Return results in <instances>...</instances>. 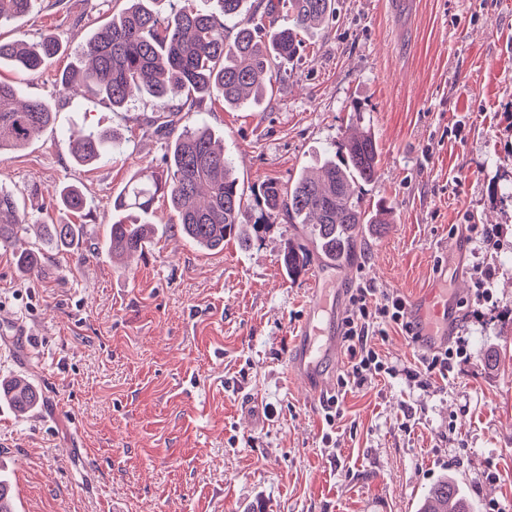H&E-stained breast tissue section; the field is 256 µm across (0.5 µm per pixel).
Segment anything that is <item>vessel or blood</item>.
<instances>
[{
  "mask_svg": "<svg viewBox=\"0 0 512 512\" xmlns=\"http://www.w3.org/2000/svg\"><path fill=\"white\" fill-rule=\"evenodd\" d=\"M340 289L325 288L321 274L309 280L308 313L295 329L297 344L290 354V367L305 397L313 403L327 400L334 392L331 368L342 362L341 347L334 322ZM459 294L446 284L435 283L408 307L415 326L419 350H435L446 344L457 316Z\"/></svg>",
  "mask_w": 512,
  "mask_h": 512,
  "instance_id": "obj_1",
  "label": "vessel or blood"
}]
</instances>
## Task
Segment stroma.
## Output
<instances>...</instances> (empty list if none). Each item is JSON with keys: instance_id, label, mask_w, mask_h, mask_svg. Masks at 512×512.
<instances>
[{"instance_id": "obj_1", "label": "stroma", "mask_w": 512, "mask_h": 512, "mask_svg": "<svg viewBox=\"0 0 512 512\" xmlns=\"http://www.w3.org/2000/svg\"><path fill=\"white\" fill-rule=\"evenodd\" d=\"M124 6L35 0L0 23L2 39L62 46L36 73L0 66L56 114L0 155V187L28 223L85 227L79 253L43 249L36 277L0 249V379L24 375L43 395L23 416L0 403V469L26 512H417L446 476L475 512H512V0H335L260 106L218 101L182 120L221 140L251 202L265 182L291 181L371 132L378 172L357 193L391 221L362 225L348 264L311 269L347 291L408 298L440 272L460 281L452 333L470 361L426 390L388 378L347 393L331 426L287 364L311 270L288 275L282 255L305 242L302 229L267 224L250 247L210 252L169 232L176 216L162 199L140 255L116 266L102 248L113 197L135 171L164 170L167 146L150 98L116 112L66 99L60 79L79 63L81 36ZM100 129L124 152L76 164L74 135ZM66 183L83 191L82 214L58 205ZM470 224L492 240L449 250L453 228ZM480 267L494 272L493 298L477 311Z\"/></svg>"}]
</instances>
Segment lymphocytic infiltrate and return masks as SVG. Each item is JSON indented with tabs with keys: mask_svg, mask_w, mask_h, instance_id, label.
<instances>
[{
	"mask_svg": "<svg viewBox=\"0 0 512 512\" xmlns=\"http://www.w3.org/2000/svg\"><path fill=\"white\" fill-rule=\"evenodd\" d=\"M349 303L352 314L345 319L344 342L349 356L346 371L336 380V393L329 397L324 408L327 424H334L343 414L345 394L359 390L384 377H405L421 388H429L435 378H447L456 360L468 357V344L456 338L453 344L420 354L413 365L406 366L383 358L375 349V338L385 336L393 327L405 334H412V323L406 310V299L398 293L377 292L359 286L352 289Z\"/></svg>",
	"mask_w": 512,
	"mask_h": 512,
	"instance_id": "f902f5d3",
	"label": "lymphocytic infiltrate"
}]
</instances>
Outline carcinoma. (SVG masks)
I'll return each mask as SVG.
<instances>
[{"instance_id":"obj_1","label":"carcinoma","mask_w":512,"mask_h":512,"mask_svg":"<svg viewBox=\"0 0 512 512\" xmlns=\"http://www.w3.org/2000/svg\"><path fill=\"white\" fill-rule=\"evenodd\" d=\"M126 7L88 33L80 43L87 64L61 78L62 90L83 93L122 109L134 93H145L168 121L160 132L168 139L166 173L137 172L112 203L108 249L112 258H128L143 251L154 233L148 221L134 217L153 211L160 197L168 199L177 222L170 230L206 250L224 249L233 236L246 246L251 236V207L238 188L224 146L202 124L177 126L183 112H200L203 103L221 100L229 108L257 105L266 94V81L287 75L288 65L299 58V34L329 21L332 0H266L264 11H248L246 0H216L218 10L194 7L192 0H170L161 14L154 0H125ZM32 0H0V22L24 15ZM291 11V27L278 24ZM61 51L52 36L37 42L0 40V61L27 72H37ZM54 120V113L40 100L20 101L15 86L0 82V154L27 144ZM121 151L115 133L90 130L72 143L76 161L92 164L105 150ZM379 148L369 134L344 141L339 161L323 162L315 175L305 172L292 182L266 183L258 199L259 221L270 224L283 219L303 224L315 243L318 256L343 264L355 249L361 224H387V212H368L355 196L353 185L371 182L378 170ZM59 204L71 213L85 209L84 194L64 184ZM29 225L20 215L12 194L0 189V247L16 245ZM43 245L74 251L82 242L81 224H39ZM16 269L36 276L42 269L38 250L14 253ZM312 253L302 245L290 246L283 264L290 273L310 265ZM24 415L43 401L38 387L24 378L0 381V402ZM418 512H473L454 481L446 478L430 488Z\"/></svg>"}]
</instances>
